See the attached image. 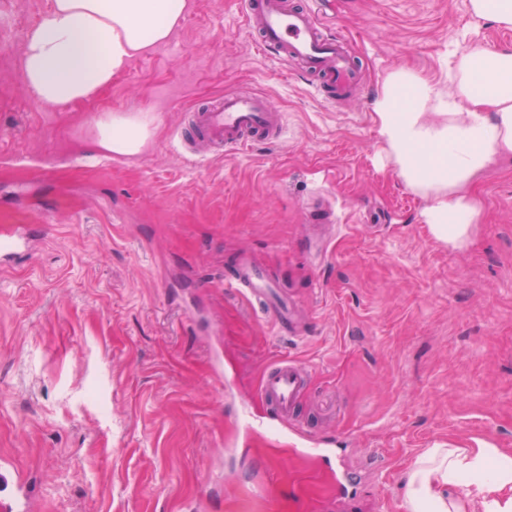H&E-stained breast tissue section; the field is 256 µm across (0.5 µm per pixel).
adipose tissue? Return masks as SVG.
Listing matches in <instances>:
<instances>
[{"instance_id":"obj_1","label":"adipose tissue","mask_w":512,"mask_h":512,"mask_svg":"<svg viewBox=\"0 0 512 512\" xmlns=\"http://www.w3.org/2000/svg\"><path fill=\"white\" fill-rule=\"evenodd\" d=\"M188 0H52L23 41L24 86L61 110L96 95L132 60L167 41ZM448 82L389 73L374 103L387 158L426 202L434 238L459 247L480 219L470 190L492 165L512 160V47L448 51ZM147 117L113 113L95 149L132 156L151 131ZM409 512H512V454L497 448H429L407 476Z\"/></svg>"}]
</instances>
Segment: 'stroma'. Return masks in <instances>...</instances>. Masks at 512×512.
I'll return each mask as SVG.
<instances>
[{
	"label": "stroma",
	"instance_id": "35a3bbf8",
	"mask_svg": "<svg viewBox=\"0 0 512 512\" xmlns=\"http://www.w3.org/2000/svg\"><path fill=\"white\" fill-rule=\"evenodd\" d=\"M366 84L331 106L265 57L240 0H191L170 39L63 110L25 90L26 30L52 0H0V462L34 512H408L427 448L512 452V162L476 183L481 221L451 248L379 142L385 77L443 79L448 50L512 47L468 0H322ZM264 95L280 142L184 155L189 113ZM143 113L137 156L90 151L101 115ZM334 221H315L320 205ZM249 255L297 308L278 335L224 275ZM309 370L298 417L341 450L248 431L273 361ZM357 493H333L338 470ZM265 490H258V482Z\"/></svg>",
	"mask_w": 512,
	"mask_h": 512
}]
</instances>
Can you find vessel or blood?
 <instances>
[{
    "instance_id": "vessel-or-blood-1",
    "label": "vessel or blood",
    "mask_w": 512,
    "mask_h": 512,
    "mask_svg": "<svg viewBox=\"0 0 512 512\" xmlns=\"http://www.w3.org/2000/svg\"><path fill=\"white\" fill-rule=\"evenodd\" d=\"M244 14L260 50L268 57L296 61L323 100L342 103L359 92L358 66L346 48L347 40L323 22L312 0H244ZM284 135L279 113L258 93L230 92L206 108L192 112L188 128L177 134L182 152H194L198 141L217 150L239 151L254 142L276 143ZM226 289L247 297L259 317L271 320L282 334L293 330L291 311L273 299L264 269L245 262L224 277ZM308 373L296 360L283 358L263 373L259 396L280 420L296 415ZM26 486L13 471L0 468V512H17Z\"/></svg>"
}]
</instances>
